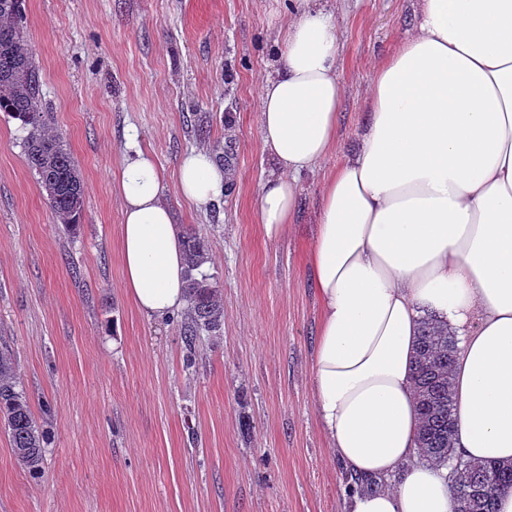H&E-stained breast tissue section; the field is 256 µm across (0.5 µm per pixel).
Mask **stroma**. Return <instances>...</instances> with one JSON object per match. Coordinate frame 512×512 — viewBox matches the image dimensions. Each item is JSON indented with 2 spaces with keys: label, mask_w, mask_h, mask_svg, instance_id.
Returning <instances> with one entry per match:
<instances>
[{
  "label": "stroma",
  "mask_w": 512,
  "mask_h": 512,
  "mask_svg": "<svg viewBox=\"0 0 512 512\" xmlns=\"http://www.w3.org/2000/svg\"><path fill=\"white\" fill-rule=\"evenodd\" d=\"M288 4L25 0L43 108L85 207L77 229L60 222L27 164V127L0 112V345L54 435L34 478L0 430V512H347L311 392L307 254L322 184L357 148L373 70L417 0H328L342 31L337 146L298 176L296 222L269 243L260 84ZM135 145L162 171L175 223L208 241L223 295L224 326L190 370L177 322L141 314L122 285L116 174ZM199 149L232 174L203 211L177 190L181 158Z\"/></svg>",
  "instance_id": "1"
}]
</instances>
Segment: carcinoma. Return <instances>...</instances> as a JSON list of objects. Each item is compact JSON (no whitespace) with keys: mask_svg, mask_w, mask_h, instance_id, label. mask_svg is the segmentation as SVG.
Here are the masks:
<instances>
[{"mask_svg":"<svg viewBox=\"0 0 512 512\" xmlns=\"http://www.w3.org/2000/svg\"><path fill=\"white\" fill-rule=\"evenodd\" d=\"M23 0H0V112H7L29 129L26 158L38 176L50 208L61 223L78 225L85 203L82 176L51 130L41 101L40 78L23 30ZM187 266L186 309L180 335L186 367L196 364L197 345L221 332L224 302L213 277L201 271L209 244L195 232L183 237ZM456 338L448 327L425 316L420 321L414 380L420 415L417 457L449 465L456 474L454 512H495V496L512 488V462L471 461L454 452L452 364ZM17 359L0 349V426L11 449L32 476H40L51 432L39 422L27 392L17 381Z\"/></svg>","mask_w":512,"mask_h":512,"instance_id":"carcinoma-1","label":"carcinoma"}]
</instances>
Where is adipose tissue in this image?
Instances as JSON below:
<instances>
[{"label":"adipose tissue","mask_w":512,"mask_h":512,"mask_svg":"<svg viewBox=\"0 0 512 512\" xmlns=\"http://www.w3.org/2000/svg\"><path fill=\"white\" fill-rule=\"evenodd\" d=\"M262 83L270 169L257 219L286 235L297 177L337 143L341 30L319 0H291ZM231 175L203 150L178 167L207 208ZM123 286L166 318L185 305L181 233L143 150L118 173ZM321 307L311 387L318 423L353 481L348 512H453L450 469L415 463L418 322L459 338L456 450L512 462V0H418L407 37L374 71L364 133L322 187L308 257Z\"/></svg>","instance_id":"ef3b65f1"}]
</instances>
